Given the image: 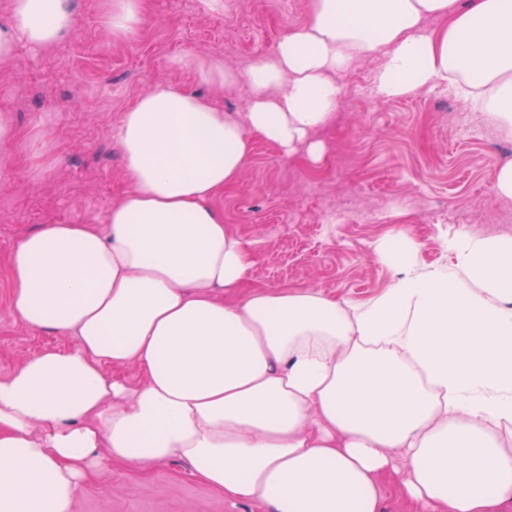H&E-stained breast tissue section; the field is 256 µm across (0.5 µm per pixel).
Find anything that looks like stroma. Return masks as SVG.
Returning <instances> with one entry per match:
<instances>
[{"mask_svg": "<svg viewBox=\"0 0 512 512\" xmlns=\"http://www.w3.org/2000/svg\"><path fill=\"white\" fill-rule=\"evenodd\" d=\"M309 0H145L146 19L118 38L104 23L102 0H70L74 31L56 45H18L0 66V117L16 137L0 152V374L47 347L70 340L35 330L10 310L8 256L41 224H101L127 192L113 131L135 99L174 83L214 95L230 113L244 111L245 82L219 94L173 64L193 53L246 73L289 29L305 22ZM374 63L340 79L338 112L318 134L328 147L320 165L256 141L250 161L221 200L224 222L251 240L256 288H319L365 300L393 273L374 255L384 236L408 227L427 263L450 262L449 240L464 234H511L512 199L498 197L497 160L512 155L482 112L463 107L446 86L380 100ZM75 512H270L255 501L225 500L196 479L188 463L115 465L79 492Z\"/></svg>", "mask_w": 512, "mask_h": 512, "instance_id": "1", "label": "stroma"}]
</instances>
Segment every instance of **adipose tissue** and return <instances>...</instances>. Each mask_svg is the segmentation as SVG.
I'll return each instance as SVG.
<instances>
[{"instance_id":"obj_1","label":"adipose tissue","mask_w":512,"mask_h":512,"mask_svg":"<svg viewBox=\"0 0 512 512\" xmlns=\"http://www.w3.org/2000/svg\"><path fill=\"white\" fill-rule=\"evenodd\" d=\"M103 11L123 37L145 3ZM74 29L69 0H11L0 64ZM366 60L381 98L444 84L512 136V0H311L246 72L244 112L174 84L138 97L104 225L43 224L9 254L12 314L73 344L0 375V512H73L102 466L173 458L272 512H379L388 478L419 512H512V235L460 237L450 264L381 238L395 276L354 302L249 287L253 243L224 223L254 139L323 160ZM126 365L139 383L105 372Z\"/></svg>"}]
</instances>
